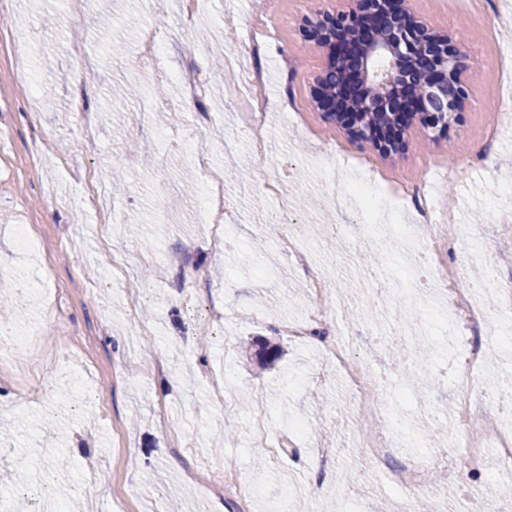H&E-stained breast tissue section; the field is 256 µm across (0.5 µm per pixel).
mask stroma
<instances>
[{"label": "stroma", "mask_w": 512, "mask_h": 512, "mask_svg": "<svg viewBox=\"0 0 512 512\" xmlns=\"http://www.w3.org/2000/svg\"><path fill=\"white\" fill-rule=\"evenodd\" d=\"M321 0H277L264 56H242L268 76L270 167L255 164L241 128L254 118L224 100L225 27L249 32L257 0H203L187 15L181 0H97L93 11L109 43L85 32L87 11L62 0H0V278L31 282L13 294L10 323L37 331L44 348L79 352L82 369L62 359L24 381L23 368L0 372V505L39 512L45 494L66 512H272L289 483L304 490L299 512H397L401 500L350 439L358 406L313 347L286 339L284 324L311 301L306 274L280 246L273 223L291 226L318 258H335L329 317L360 359L374 360L395 393L398 429L412 450L443 444L454 400L444 322L447 307L415 296L393 246L376 278L409 295L405 312L435 345L421 387L395 367L376 341L368 309L343 298L341 259L358 250L365 217L345 184L367 169L425 181L445 230L480 233L492 281L512 282V113L499 110L496 59L512 53L506 27L469 13L467 0H407L410 13L464 47L468 98L446 135L409 129L397 151L354 142L317 109L315 78L324 54L302 33ZM154 27L162 50L152 65L139 43ZM296 61L282 70L283 55ZM199 73L201 92L173 83L154 96L164 124L138 119V101L112 99L113 87L150 88L158 73ZM95 111L83 125L79 107ZM496 138H488L491 125ZM485 165L468 168L469 158ZM238 188L237 222L224 251L212 250L198 207L208 167ZM460 175L449 185L445 173ZM281 177L278 197L255 187L267 171ZM187 252L186 264L164 261ZM124 260L119 276L107 263ZM283 341L284 356L263 368L243 348L255 338ZM223 367L229 388L214 401L209 380ZM437 417L413 430L425 399ZM301 421L292 445L267 446ZM223 433L221 450L211 437ZM196 452H186L185 436ZM332 449L321 476L314 451ZM222 464L223 494L203 493L196 474ZM99 477L85 489L87 473Z\"/></svg>", "instance_id": "35a3bbf8"}]
</instances>
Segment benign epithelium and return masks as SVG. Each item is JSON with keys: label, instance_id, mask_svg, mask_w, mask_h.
I'll return each mask as SVG.
<instances>
[{"label": "benign epithelium", "instance_id": "7a95c632", "mask_svg": "<svg viewBox=\"0 0 512 512\" xmlns=\"http://www.w3.org/2000/svg\"><path fill=\"white\" fill-rule=\"evenodd\" d=\"M307 18L305 37L326 51L316 103L359 142L383 150L419 122L448 128L468 90L463 49L448 44L402 0H329Z\"/></svg>", "mask_w": 512, "mask_h": 512}]
</instances>
